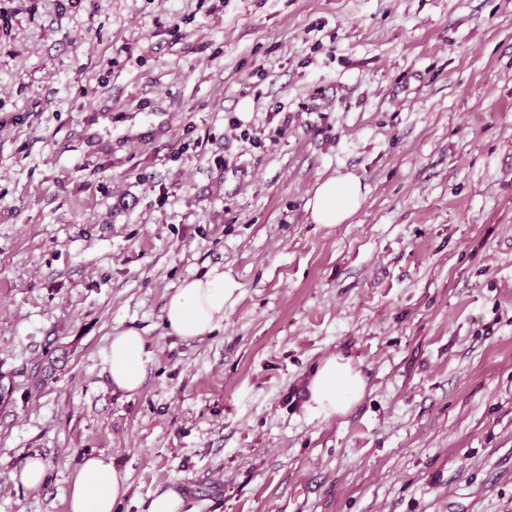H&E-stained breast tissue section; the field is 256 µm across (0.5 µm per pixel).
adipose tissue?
Wrapping results in <instances>:
<instances>
[{
    "label": "adipose tissue",
    "instance_id": "obj_1",
    "mask_svg": "<svg viewBox=\"0 0 512 512\" xmlns=\"http://www.w3.org/2000/svg\"><path fill=\"white\" fill-rule=\"evenodd\" d=\"M364 199L358 178L346 175L323 181L309 203L317 224H340L350 218ZM237 286L220 275H206L177 289L164 307L169 335L192 340L212 334L224 322V305ZM150 358L148 342L136 328L113 335L110 343L109 376L112 386L127 394L137 393L144 382ZM364 381L350 361L331 357L323 361L307 385L308 405L324 417L344 413L364 392ZM129 491L127 480L112 464L110 456L86 457L73 475L68 512H113Z\"/></svg>",
    "mask_w": 512,
    "mask_h": 512
}]
</instances>
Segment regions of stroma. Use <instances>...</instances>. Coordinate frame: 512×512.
I'll return each mask as SVG.
<instances>
[{"label": "stroma", "instance_id": "obj_1", "mask_svg": "<svg viewBox=\"0 0 512 512\" xmlns=\"http://www.w3.org/2000/svg\"><path fill=\"white\" fill-rule=\"evenodd\" d=\"M214 270L222 327L168 335ZM92 452L116 512H512V0H0V512H68ZM364 199L363 186L350 175L323 181L309 202L312 221L316 224H341L350 218ZM236 290L235 282L224 279V274L185 281L164 307L168 334L182 340L212 334L224 323V304ZM148 342L136 328L113 335L110 343L109 376L112 387L127 394L137 393L144 382L145 364L150 358ZM364 381L349 360L323 361L307 385L308 405L325 418L344 413L364 392ZM46 467V462L41 456L27 457L19 473L21 483L29 489H39L45 481Z\"/></svg>", "mask_w": 512, "mask_h": 512}]
</instances>
